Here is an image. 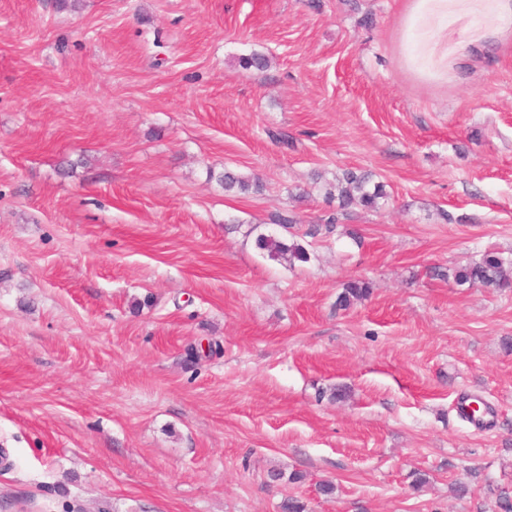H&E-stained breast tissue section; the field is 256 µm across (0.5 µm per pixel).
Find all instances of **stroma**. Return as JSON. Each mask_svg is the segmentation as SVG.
<instances>
[{"instance_id": "obj_1", "label": "stroma", "mask_w": 512, "mask_h": 512, "mask_svg": "<svg viewBox=\"0 0 512 512\" xmlns=\"http://www.w3.org/2000/svg\"><path fill=\"white\" fill-rule=\"evenodd\" d=\"M321 3L0 0V512L512 502V0ZM369 178L365 174H358L351 169L344 170L340 175H336L335 184L327 194L334 198L335 194L331 190H336V200L341 210L352 205H359L365 209L377 208L380 200L388 197L385 186L381 183L369 187ZM274 224L281 226L286 232L291 233L288 229L293 228L298 220L289 215H277L273 220ZM292 238L275 236L260 233L256 236V247L263 251L264 254L273 261H277L285 266H293L295 262H308L310 253L307 248L295 239V234L291 233ZM454 279L460 285L480 284L496 288H512V263L506 265L499 256L487 253L481 261L456 270ZM371 294V285L363 279L348 281L343 285V291L338 295L336 307L348 309L355 302L365 300Z\"/></svg>"}]
</instances>
